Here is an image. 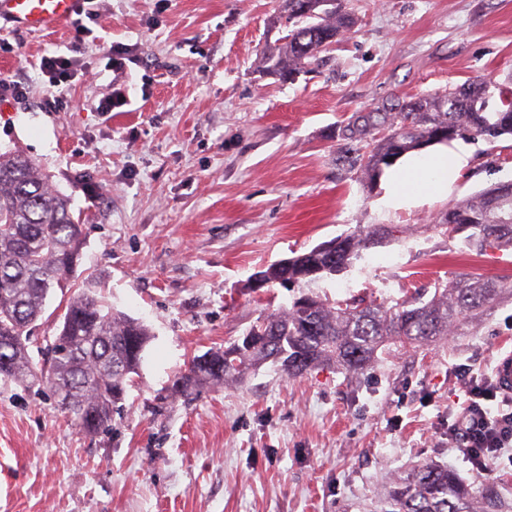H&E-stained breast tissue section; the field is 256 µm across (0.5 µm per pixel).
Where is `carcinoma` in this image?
<instances>
[{
  "label": "carcinoma",
  "instance_id": "cac0c4a2",
  "mask_svg": "<svg viewBox=\"0 0 512 512\" xmlns=\"http://www.w3.org/2000/svg\"><path fill=\"white\" fill-rule=\"evenodd\" d=\"M286 35L262 52L263 71L292 80L317 55L353 27L336 0H282ZM496 82L473 79L409 101L393 99L340 129L336 160L359 166L373 183L405 154L454 140L512 137V97ZM384 127L387 133L375 137ZM503 184L466 197L442 217L445 233L468 232L479 254L512 247V193ZM81 216L71 198L49 183L38 165L19 153L0 152V377L45 386L57 409L86 434L109 430L139 375L151 332L117 312L90 288L70 293L50 357L37 365L28 354L30 334L55 290L71 287L84 245ZM336 253L315 247L292 257L297 282L333 275L360 257L371 235L336 239ZM512 298V279L463 277L437 282L392 305L346 299L326 303L305 295L289 308L261 317L241 339L193 357L173 381L172 396L210 385L236 383L270 363L290 376L336 366L349 373L370 367L386 345L422 347L484 318L499 300ZM390 512H495L491 499L457 474L421 465L384 490Z\"/></svg>",
  "mask_w": 512,
  "mask_h": 512
}]
</instances>
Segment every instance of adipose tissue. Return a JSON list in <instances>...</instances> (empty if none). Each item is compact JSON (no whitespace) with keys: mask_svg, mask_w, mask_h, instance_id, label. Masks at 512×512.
Segmentation results:
<instances>
[{"mask_svg":"<svg viewBox=\"0 0 512 512\" xmlns=\"http://www.w3.org/2000/svg\"><path fill=\"white\" fill-rule=\"evenodd\" d=\"M467 163L466 154L451 156L441 146L432 147L425 154H412L393 177L387 206L410 201L419 188L430 195H447L449 174L458 173Z\"/></svg>","mask_w":512,"mask_h":512,"instance_id":"obj_1","label":"adipose tissue"}]
</instances>
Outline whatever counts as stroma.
<instances>
[{
    "instance_id": "35a3bbf8",
    "label": "stroma",
    "mask_w": 512,
    "mask_h": 512,
    "mask_svg": "<svg viewBox=\"0 0 512 512\" xmlns=\"http://www.w3.org/2000/svg\"><path fill=\"white\" fill-rule=\"evenodd\" d=\"M356 25L294 80L259 71L279 0H90L84 35L0 18V151L35 159L81 210L78 285L151 329L110 432L87 435L49 391L0 379V512H382L383 490L423 463L512 505V467L477 474L448 441L469 377L512 350V301L430 345L388 347L366 371L240 384L170 400L192 356L303 295L393 302L435 281L512 277V249L482 255L439 221L512 181V139L466 141L448 193L383 205L336 160L352 116L463 83L512 77V0H340ZM74 53L49 89L43 56ZM112 111H100L104 101ZM380 244L291 289H254L270 264L367 226ZM64 312L47 302L28 351L42 362Z\"/></svg>"
}]
</instances>
